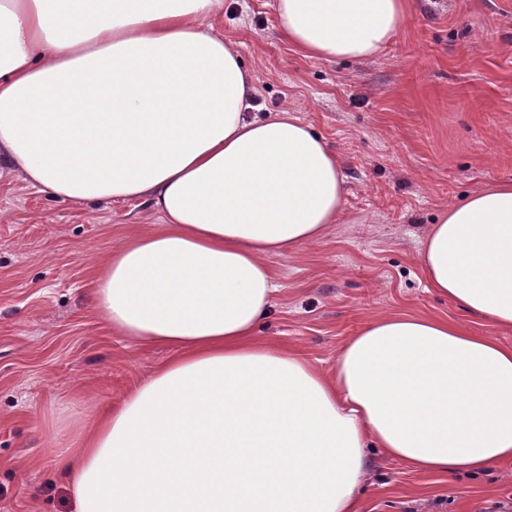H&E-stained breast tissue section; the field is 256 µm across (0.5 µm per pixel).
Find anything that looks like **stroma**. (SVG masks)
I'll list each match as a JSON object with an SVG mask.
<instances>
[{"mask_svg": "<svg viewBox=\"0 0 512 512\" xmlns=\"http://www.w3.org/2000/svg\"><path fill=\"white\" fill-rule=\"evenodd\" d=\"M275 0H224L211 19L253 76L256 112L286 110L336 151L343 210L321 240L267 257L281 290L256 334L324 370L371 319L469 317L429 293L421 237L449 203L512 182V0H411L369 60L303 57ZM141 201L52 200L0 163V512H74L55 451L172 356L112 331L97 270L157 224ZM363 512H512V469L418 473L371 455Z\"/></svg>", "mask_w": 512, "mask_h": 512, "instance_id": "1", "label": "stroma"}]
</instances>
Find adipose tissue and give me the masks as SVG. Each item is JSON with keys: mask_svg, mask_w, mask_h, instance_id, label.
Wrapping results in <instances>:
<instances>
[{"mask_svg": "<svg viewBox=\"0 0 512 512\" xmlns=\"http://www.w3.org/2000/svg\"><path fill=\"white\" fill-rule=\"evenodd\" d=\"M222 0H0V159L64 203L143 200L160 222L101 267L113 329L175 355L58 455L75 512H362L369 452L476 475L512 464V347L447 317L368 321L331 372L255 329L265 258L321 240L340 156L205 22ZM408 0H277L305 57L364 60ZM429 291L512 330V182L426 229Z\"/></svg>", "mask_w": 512, "mask_h": 512, "instance_id": "adipose-tissue-1", "label": "adipose tissue"}]
</instances>
